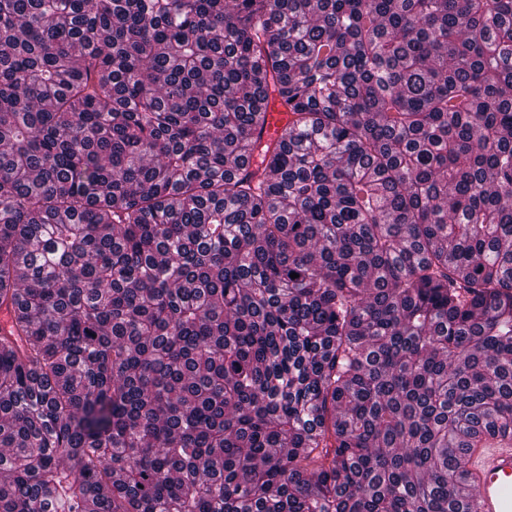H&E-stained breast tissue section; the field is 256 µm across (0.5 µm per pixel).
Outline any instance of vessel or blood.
I'll return each instance as SVG.
<instances>
[{
	"mask_svg": "<svg viewBox=\"0 0 512 512\" xmlns=\"http://www.w3.org/2000/svg\"><path fill=\"white\" fill-rule=\"evenodd\" d=\"M463 470L469 512H512V438L469 449Z\"/></svg>",
	"mask_w": 512,
	"mask_h": 512,
	"instance_id": "vessel-or-blood-1",
	"label": "vessel or blood"
}]
</instances>
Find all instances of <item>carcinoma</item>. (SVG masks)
Returning a JSON list of instances; mask_svg holds the SVG:
<instances>
[{
    "instance_id": "obj_1",
    "label": "carcinoma",
    "mask_w": 512,
    "mask_h": 512,
    "mask_svg": "<svg viewBox=\"0 0 512 512\" xmlns=\"http://www.w3.org/2000/svg\"><path fill=\"white\" fill-rule=\"evenodd\" d=\"M2 309L0 512H465L512 0H0Z\"/></svg>"
}]
</instances>
